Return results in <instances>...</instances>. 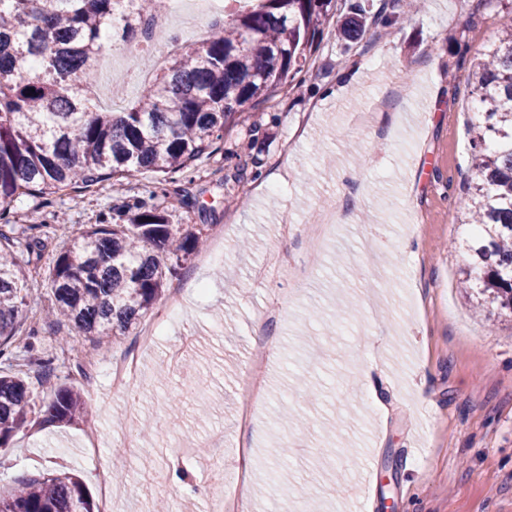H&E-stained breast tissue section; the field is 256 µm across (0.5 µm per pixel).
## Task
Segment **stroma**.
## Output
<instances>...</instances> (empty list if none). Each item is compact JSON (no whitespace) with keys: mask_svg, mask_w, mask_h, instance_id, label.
<instances>
[{"mask_svg":"<svg viewBox=\"0 0 512 512\" xmlns=\"http://www.w3.org/2000/svg\"><path fill=\"white\" fill-rule=\"evenodd\" d=\"M510 23L512 0H424L412 14L388 8L351 48L325 29L299 80L166 193L152 195L156 177L143 172L120 193L104 184L18 198L4 230L29 275L23 326L55 366L47 380L30 374V388L41 403L76 382L85 405L74 422L27 427L0 450V494L66 469L94 512H153L161 497L173 512H206L203 475L220 462L232 482L248 443L251 512H282L291 495L305 512H512V322L459 286L471 235L470 61ZM378 101L384 111H372ZM137 200L223 236L222 259L195 252L170 281L184 310L171 314L159 297L143 321L165 330L149 348L135 331L105 345L45 320L57 253ZM325 209L356 220L315 250L307 230ZM33 224L48 227L38 254L27 249ZM283 254L300 282L256 278ZM270 311L258 328L256 315ZM258 354L270 360L253 437L238 400ZM130 355L137 375L128 393L114 392L109 364Z\"/></svg>","mask_w":512,"mask_h":512,"instance_id":"stroma-1","label":"stroma"}]
</instances>
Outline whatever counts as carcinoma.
<instances>
[{
	"instance_id": "obj_1",
	"label": "carcinoma",
	"mask_w": 512,
	"mask_h": 512,
	"mask_svg": "<svg viewBox=\"0 0 512 512\" xmlns=\"http://www.w3.org/2000/svg\"><path fill=\"white\" fill-rule=\"evenodd\" d=\"M115 0H0V220L23 195L117 183L142 171L165 191L191 171L246 108L269 100L300 73L330 24L332 0H253L232 22L169 58L138 99L104 112L88 98L109 43ZM477 95L469 127L470 204L474 226L460 287L481 310L512 317V26L471 63ZM203 244L200 230L171 224L155 206L126 203L103 224L73 238L47 270L52 320L95 340L129 334ZM15 242L0 232V361L12 364L24 320V271ZM84 409L80 391L60 386L35 409L29 384L0 370V448L38 413L42 424H67ZM0 512H93L84 483L65 471L41 472L0 496Z\"/></svg>"
}]
</instances>
